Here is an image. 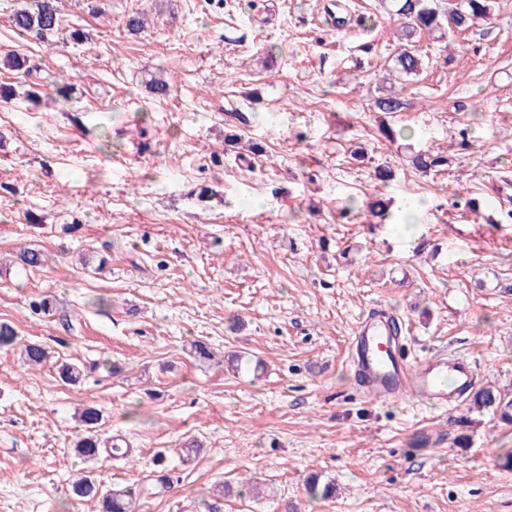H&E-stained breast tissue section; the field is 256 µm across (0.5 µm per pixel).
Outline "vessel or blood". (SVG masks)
Instances as JSON below:
<instances>
[{
    "instance_id": "obj_1",
    "label": "vessel or blood",
    "mask_w": 512,
    "mask_h": 512,
    "mask_svg": "<svg viewBox=\"0 0 512 512\" xmlns=\"http://www.w3.org/2000/svg\"><path fill=\"white\" fill-rule=\"evenodd\" d=\"M406 336L391 310L373 306L362 316L348 345V360L358 389L376 399L416 397L447 406L476 384L470 361L431 356L409 360Z\"/></svg>"
}]
</instances>
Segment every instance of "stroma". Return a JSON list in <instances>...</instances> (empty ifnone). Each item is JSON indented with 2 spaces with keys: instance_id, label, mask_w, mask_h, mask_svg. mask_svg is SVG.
<instances>
[{
  "instance_id": "obj_1",
  "label": "stroma",
  "mask_w": 512,
  "mask_h": 512,
  "mask_svg": "<svg viewBox=\"0 0 512 512\" xmlns=\"http://www.w3.org/2000/svg\"><path fill=\"white\" fill-rule=\"evenodd\" d=\"M27 3L0 0V321L52 357L0 352V512H92L69 494L89 404L134 449L94 463L108 485L149 486L168 457L172 489L138 512L226 486L224 512H512V424L364 397L346 353L382 305L410 358L448 351L512 389V0L416 33L423 68L401 78L390 0H61L45 37L13 27ZM420 149L447 164L415 170ZM376 196L422 200L409 233L372 223ZM25 248L45 264L23 269ZM42 295L59 314L30 311ZM64 362L91 369L68 385ZM312 475L333 499L307 497Z\"/></svg>"
}]
</instances>
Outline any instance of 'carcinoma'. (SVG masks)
Returning <instances> with one entry per match:
<instances>
[{"label": "carcinoma", "mask_w": 512, "mask_h": 512, "mask_svg": "<svg viewBox=\"0 0 512 512\" xmlns=\"http://www.w3.org/2000/svg\"><path fill=\"white\" fill-rule=\"evenodd\" d=\"M395 15L407 21L408 31L404 37H410L417 30H437L441 28L440 14L448 17V28L464 30L468 24L486 18L491 13L492 0H448L447 8L439 11L434 0H391ZM34 7L16 11L12 16L15 29L22 33L34 32L44 36L59 26V9L56 0H33ZM422 60L411 44L403 47L396 58V68L405 75L420 72ZM412 165L419 171L426 172L436 166L438 160L428 151H417L411 155ZM372 216L380 219L382 224L395 227L387 205L382 200L369 203ZM20 349V356L25 365L39 367L50 358L49 348L39 342L22 341L15 326L9 322H0V350ZM61 378L70 384L78 383L84 376V367L78 363H63L60 367ZM469 407L477 410H492L500 413L504 421H512V392L480 388L470 399ZM83 434L73 443L76 454L86 462L103 458L113 460L128 459L134 452L122 438L102 439L99 434L101 422L100 410L93 406L83 407L79 414ZM157 475L154 487L156 493L171 487L172 478L167 464V457L160 452L155 456ZM71 494L83 502H91L97 512H136L138 497L142 487L130 484L120 488L106 486L92 471H83L70 482Z\"/></svg>", "instance_id": "carcinoma-1"}]
</instances>
